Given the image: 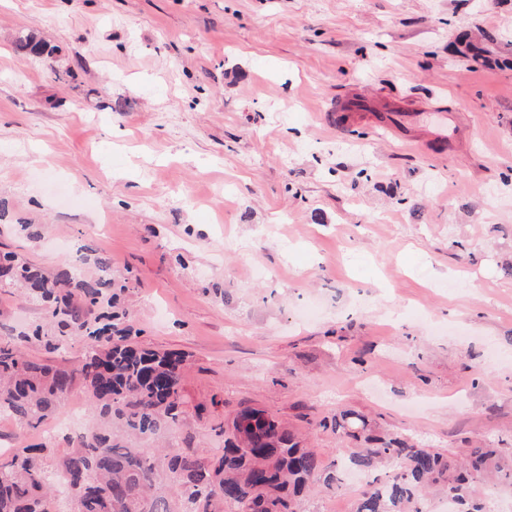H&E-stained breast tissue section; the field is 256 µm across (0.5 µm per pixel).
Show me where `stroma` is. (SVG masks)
<instances>
[{"label": "stroma", "instance_id": "obj_1", "mask_svg": "<svg viewBox=\"0 0 512 512\" xmlns=\"http://www.w3.org/2000/svg\"><path fill=\"white\" fill-rule=\"evenodd\" d=\"M347 93L413 139L339 128ZM0 201L40 231L0 224V253L106 256L139 344L185 354L173 435L202 457L245 407L324 469L343 410L512 452V0H0ZM37 327L47 303L0 290V342ZM61 419L0 415V455L66 451Z\"/></svg>", "mask_w": 512, "mask_h": 512}]
</instances>
